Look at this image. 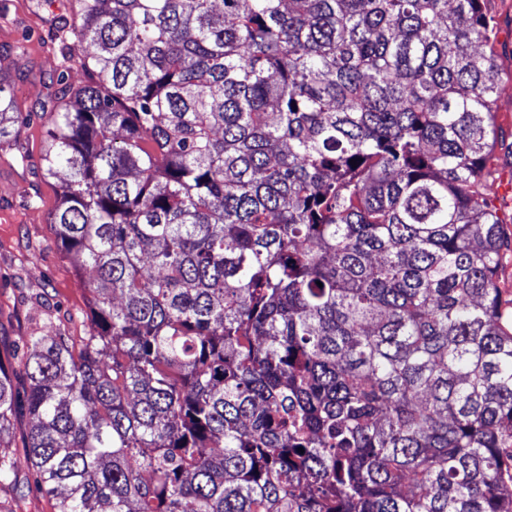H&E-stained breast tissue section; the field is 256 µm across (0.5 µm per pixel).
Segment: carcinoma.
<instances>
[{
	"label": "carcinoma",
	"mask_w": 512,
	"mask_h": 512,
	"mask_svg": "<svg viewBox=\"0 0 512 512\" xmlns=\"http://www.w3.org/2000/svg\"><path fill=\"white\" fill-rule=\"evenodd\" d=\"M45 118L89 330L30 338L53 512H512L483 0H67ZM0 142L28 114L3 85ZM0 358V445L13 429ZM304 452H299V449Z\"/></svg>",
	"instance_id": "obj_1"
}]
</instances>
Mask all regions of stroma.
<instances>
[{
  "label": "stroma",
  "mask_w": 512,
  "mask_h": 512,
  "mask_svg": "<svg viewBox=\"0 0 512 512\" xmlns=\"http://www.w3.org/2000/svg\"><path fill=\"white\" fill-rule=\"evenodd\" d=\"M0 0V60L22 68L11 90L23 109L36 110L54 94L61 57L53 46L52 17L66 14V0ZM497 23L493 43L499 66L496 123L500 140L488 165L495 179L512 183V0H485ZM42 120L33 119L17 139L0 143V358L55 321L68 336L88 331L89 293L73 264L58 249L50 214L59 184L47 177L40 157Z\"/></svg>",
  "instance_id": "stroma-1"
}]
</instances>
